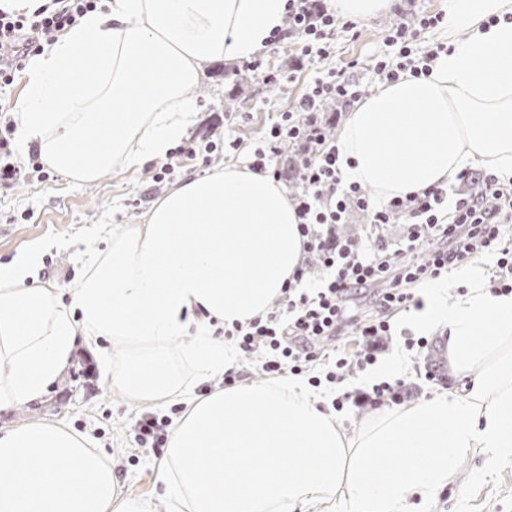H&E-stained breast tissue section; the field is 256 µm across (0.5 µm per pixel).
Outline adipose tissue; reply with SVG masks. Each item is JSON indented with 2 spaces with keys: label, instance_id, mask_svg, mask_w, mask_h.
I'll return each instance as SVG.
<instances>
[{
  "label": "adipose tissue",
  "instance_id": "1",
  "mask_svg": "<svg viewBox=\"0 0 512 512\" xmlns=\"http://www.w3.org/2000/svg\"><path fill=\"white\" fill-rule=\"evenodd\" d=\"M286 0H106L25 69L22 151L81 183L167 156L198 112L205 63L242 60L281 29ZM447 41L427 77L356 103L337 147L342 179L384 202L448 184L472 164L512 177V0H449ZM69 289L42 284L40 248L0 265V412L31 403L67 366L77 335L106 339L110 385L144 404L187 407L168 429L156 481L170 512H405L404 493L445 487L478 450L512 456V293L480 266L467 291L433 289L413 322L443 327L462 391L373 414L355 437L294 381L244 380L223 331L266 314L300 264L287 192L236 164L187 175L139 224L105 233ZM192 344L176 349L177 341ZM107 456L66 425L0 427V512H150L120 496Z\"/></svg>",
  "mask_w": 512,
  "mask_h": 512
}]
</instances>
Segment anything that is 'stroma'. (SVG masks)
<instances>
[{"label": "stroma", "mask_w": 512, "mask_h": 512, "mask_svg": "<svg viewBox=\"0 0 512 512\" xmlns=\"http://www.w3.org/2000/svg\"><path fill=\"white\" fill-rule=\"evenodd\" d=\"M448 0H401L374 17L358 21L356 32L337 30L335 48L328 58H313L294 69V43L285 40L268 46L261 56L270 70L294 71L293 82L279 88L266 84L242 62L212 61L204 64L203 78L191 94L200 107L191 138L237 141L235 150L216 152L210 160L183 159L181 173L204 175L217 167L249 163L254 150L280 113L289 110L313 83L328 71L343 72L371 95L380 81L373 72L375 59L384 53L386 31L392 23L415 15L444 14ZM244 114L245 122L229 119V112ZM160 167L152 161L136 169L104 174L91 184L70 180L50 171L48 178L30 177L0 184V264L14 260L28 249L44 250L40 278L68 288L81 275L85 252L104 246L96 231L102 224H136L152 201L170 189V182H154ZM448 333L435 327L431 345L422 354L408 356L409 373L405 403L431 397L444 388L459 387L446 355ZM97 346L80 342L69 366L46 393L33 403L0 413V426L29 421L61 422L73 431L92 437L112 460L122 496L150 502L155 512H168L161 499L155 471L160 454L138 448L134 441L136 420L143 406L131 401L103 379L95 360ZM425 512H512V459L488 472L480 454L459 460L448 486L431 493Z\"/></svg>", "instance_id": "35a3bbf8"}]
</instances>
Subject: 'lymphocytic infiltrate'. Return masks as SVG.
Returning <instances> with one entry per match:
<instances>
[{"mask_svg":"<svg viewBox=\"0 0 512 512\" xmlns=\"http://www.w3.org/2000/svg\"><path fill=\"white\" fill-rule=\"evenodd\" d=\"M99 0H48L32 13L0 11V90L14 82L30 56L38 54L73 26ZM290 32L272 34V43L284 41L288 33L302 37L301 57H329L337 29L353 30L354 22L340 21L335 11L315 5L313 0H287ZM442 14L423 16L418 30L407 24L394 25L384 43L387 54L377 57L374 72L381 81L402 76L430 75L440 49L415 53L412 42L419 30L437 27ZM359 85L343 74L329 71L316 78L307 92L287 112L281 113L258 148L249 168L273 172L283 142L299 145L304 185L291 196L305 239V256L285 288L286 305L273 309L243 325L233 334L244 354L254 356L264 374L306 376L310 386L342 382L355 372L376 364L381 351L380 337L390 335V316L412 302L413 286L440 281L448 273L482 253L496 255L500 293L512 292V249L503 247L506 226L502 219L512 215V178L504 180L487 174L477 195L458 199L449 213H442L444 191L431 187L384 203H375L360 184L343 185L336 141L326 136L317 108L326 98L344 103L360 99ZM370 211L373 227L393 219H405L408 235L391 248L380 236L341 239L335 226L347 205ZM325 274L309 283L311 266ZM372 291L370 312L351 314L347 302L358 292ZM350 324L365 349L358 357L336 352V339L343 324ZM406 386L403 377L379 381L370 390L333 398L335 411L345 405L398 404Z\"/></svg>","mask_w":512,"mask_h":512,"instance_id":"1","label":"lymphocytic infiltrate"}]
</instances>
